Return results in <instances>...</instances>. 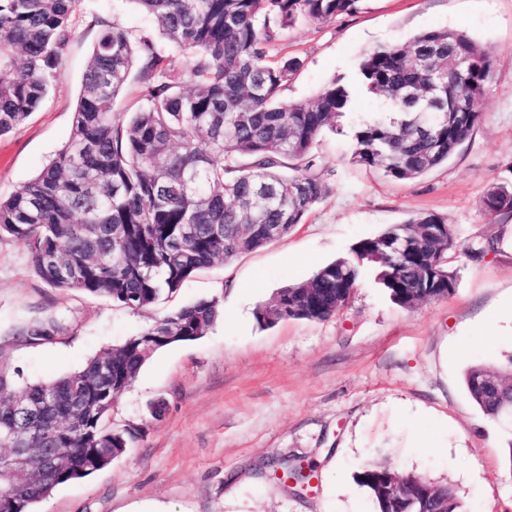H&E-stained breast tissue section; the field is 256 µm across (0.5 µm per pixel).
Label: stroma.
<instances>
[{
    "instance_id": "stroma-1",
    "label": "stroma",
    "mask_w": 512,
    "mask_h": 512,
    "mask_svg": "<svg viewBox=\"0 0 512 512\" xmlns=\"http://www.w3.org/2000/svg\"><path fill=\"white\" fill-rule=\"evenodd\" d=\"M99 17L136 37L159 35L133 0H80L60 75L36 111L0 137L1 196L69 139ZM435 29L466 32L490 53L496 76L472 136L423 177L394 181L356 166L345 132H325L314 170L330 191L302 224L138 311L48 286L25 248L0 238V364L21 387L74 372L199 299L222 308L205 336L157 352L113 403V427L140 426L143 436L109 467L56 488L35 512H375L358 483L374 463L453 488L465 512H512L504 461L512 432L472 404L464 382L475 363L512 373V338L488 324L512 311V222L483 205L490 184L512 182V0H364L353 15L297 21L271 54L301 59L282 97L305 100L353 78L370 50ZM429 212L446 218L461 243L448 261L452 296L406 309L368 274L328 320L257 324V307L281 289L347 256L359 239ZM475 240L497 248L472 261L462 247ZM51 318L62 324L52 339L20 337L28 323ZM159 400L166 410L155 419ZM284 459L313 469L307 488L275 477Z\"/></svg>"
}]
</instances>
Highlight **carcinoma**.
<instances>
[{
  "label": "carcinoma",
  "instance_id": "obj_1",
  "mask_svg": "<svg viewBox=\"0 0 512 512\" xmlns=\"http://www.w3.org/2000/svg\"><path fill=\"white\" fill-rule=\"evenodd\" d=\"M80 0H0V136L36 110L61 71ZM169 46L187 53L175 75L169 55L148 36L132 37L99 20L83 76L72 133L33 179L0 197V235L26 248L50 287L112 300L131 310L171 296L195 273L284 237L328 193L308 173L319 136L344 133L338 119L363 92L383 103L352 127V163L406 181L448 164L483 118L481 102L494 79L488 52L469 35L430 30L404 44L367 52L350 82L333 80L314 97L284 101L296 56L277 62L268 46L299 19L325 23L351 15L363 0H136ZM141 107L126 120L116 101L134 63ZM484 207L512 217V185L493 183ZM455 228L435 213L411 217L364 238L350 255L321 266L306 281L279 291L284 312L267 306L256 321L326 320L350 298L368 268L395 304L414 308L454 294L448 254ZM221 316L219 300L178 308L116 349L57 379L16 388L0 365V448H34L22 481H0V512L33 510L60 485L85 478L123 456L139 429L108 426L112 403L160 349L194 341ZM59 321H35L21 332L47 340ZM465 385L487 418L512 426V385L483 364ZM55 398L50 412L29 418L17 405ZM40 448L60 450L51 470ZM359 483L376 512H425L440 493L446 512H463L458 494L426 479L400 477L373 465Z\"/></svg>",
  "mask_w": 512,
  "mask_h": 512
}]
</instances>
